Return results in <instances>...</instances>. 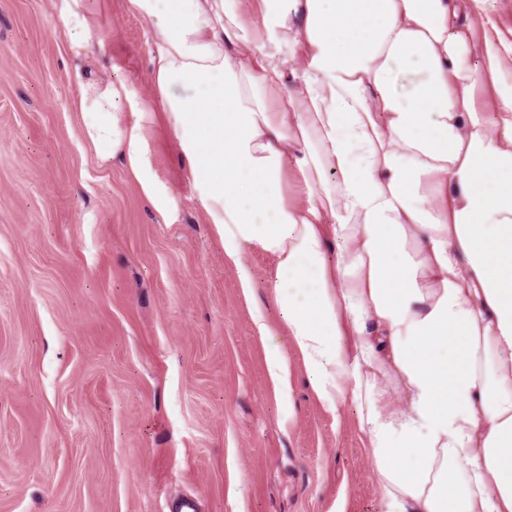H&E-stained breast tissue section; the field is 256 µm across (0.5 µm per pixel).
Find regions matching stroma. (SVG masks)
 I'll list each match as a JSON object with an SVG mask.
<instances>
[{
  "instance_id": "1",
  "label": "stroma",
  "mask_w": 512,
  "mask_h": 512,
  "mask_svg": "<svg viewBox=\"0 0 512 512\" xmlns=\"http://www.w3.org/2000/svg\"><path fill=\"white\" fill-rule=\"evenodd\" d=\"M112 66L149 97L152 25L91 0ZM512 56V0H471ZM52 0H0V512H387L347 402L329 411L292 362L281 403L251 315L278 320L271 256L254 302L197 202L179 149L147 124L155 209L82 136Z\"/></svg>"
}]
</instances>
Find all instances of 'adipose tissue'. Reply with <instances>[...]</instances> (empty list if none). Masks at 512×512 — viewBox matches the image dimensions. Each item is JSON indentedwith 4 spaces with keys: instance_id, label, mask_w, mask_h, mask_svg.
I'll return each instance as SVG.
<instances>
[{
    "instance_id": "ef3b65f1",
    "label": "adipose tissue",
    "mask_w": 512,
    "mask_h": 512,
    "mask_svg": "<svg viewBox=\"0 0 512 512\" xmlns=\"http://www.w3.org/2000/svg\"><path fill=\"white\" fill-rule=\"evenodd\" d=\"M127 3L155 40L151 100L131 124L117 104L134 88L91 69L104 41L88 0H53L82 132L161 208L143 167L159 114L244 298L247 254L274 258L281 320H253L278 400L293 354L320 403L356 404L387 512H512V58L491 60L490 125L468 0H259L249 25L229 0ZM286 43L300 89L275 112Z\"/></svg>"
}]
</instances>
